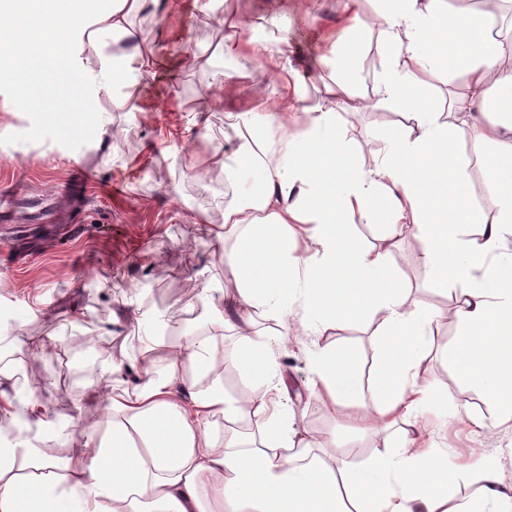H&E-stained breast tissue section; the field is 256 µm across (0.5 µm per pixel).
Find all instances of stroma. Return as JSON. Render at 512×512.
Wrapping results in <instances>:
<instances>
[{"mask_svg":"<svg viewBox=\"0 0 512 512\" xmlns=\"http://www.w3.org/2000/svg\"><path fill=\"white\" fill-rule=\"evenodd\" d=\"M342 9L343 0H224L219 25L206 21L197 0H158L139 21L145 67L135 109L113 113L111 130L101 136L57 140L50 113L14 111L11 89L0 86V191L18 185L27 191L24 204L0 215V245L21 258L0 265V306L12 312L20 335L56 336L57 350L32 368L40 380L34 393L59 414L76 417L79 430L99 423L111 391L97 368L104 339L116 353L134 348L131 325L113 318L117 299L129 296L140 311L156 316L162 335L201 333L206 316L194 305L200 289L223 287L230 278L217 235L225 206L237 199L236 184L224 176V156L236 147L224 115L278 98L282 89L258 57L240 58V78L220 80L225 41L254 32L287 40L316 100L330 81V69L319 61L330 54ZM352 123L354 148L365 162L404 125L393 112H363ZM74 161L99 185L78 192L66 212L56 194L69 182ZM111 181L119 182L118 194L103 192ZM417 254L415 236L405 231L393 251L394 276L411 299L450 312V298L430 288V272ZM459 332L456 319L439 323L434 351L417 367L419 379L440 397L426 417L434 450L451 462L464 452L496 456L502 481L511 486L512 422H495L477 390L454 372L448 353ZM315 342L351 349L366 377L384 354L378 321L369 314ZM311 349L291 336L281 349L295 423L313 436L335 437V447L320 452L326 465L365 466L386 453L388 442L310 398ZM466 413L484 419L485 428L473 431L461 420Z\"/></svg>","mask_w":512,"mask_h":512,"instance_id":"1","label":"stroma"}]
</instances>
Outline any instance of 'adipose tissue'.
Listing matches in <instances>:
<instances>
[{"instance_id": "1", "label": "adipose tissue", "mask_w": 512, "mask_h": 512, "mask_svg": "<svg viewBox=\"0 0 512 512\" xmlns=\"http://www.w3.org/2000/svg\"><path fill=\"white\" fill-rule=\"evenodd\" d=\"M156 0H0V81L17 112H54L66 140L83 129L81 112L106 133L110 112L131 111L142 73L143 32L135 21ZM499 0L449 11L446 0H345L332 50L336 75L310 101L281 49L248 41L239 55L261 56L282 96L226 119L238 140L224 164L238 189L224 209V266L232 286L199 297L208 329L163 350L106 358L101 375L120 384L140 368L133 390L110 394L100 424L71 459L51 443L66 420L39 401L17 399L13 362L0 365V512H512L495 456H483L478 495L456 502L445 460L421 420L437 403L416 373L433 350L440 313L408 301L390 270L397 238L412 230L434 287L452 290L461 331L450 353L499 419L512 420V67L501 63ZM123 40V61L107 53ZM376 54L369 93L351 66ZM465 75L464 94L437 106L433 82ZM125 92L114 95L115 87ZM113 96L111 111L85 94ZM389 109L407 121L381 156L361 165L347 115ZM467 133L481 157L470 180L457 141ZM494 209L480 214L477 195ZM378 224V244L360 245L354 221ZM311 337L351 318L378 317L385 354L373 377L378 408L362 406L363 380L346 348L312 351L311 396L332 412L356 406L379 434L401 431L391 453L342 474L319 463L322 442L300 433L281 396L288 385L279 337L241 335L236 353L250 382L241 398L224 392V333L255 318L287 322ZM258 417V433L238 429ZM224 422V434L211 426Z\"/></svg>"}]
</instances>
